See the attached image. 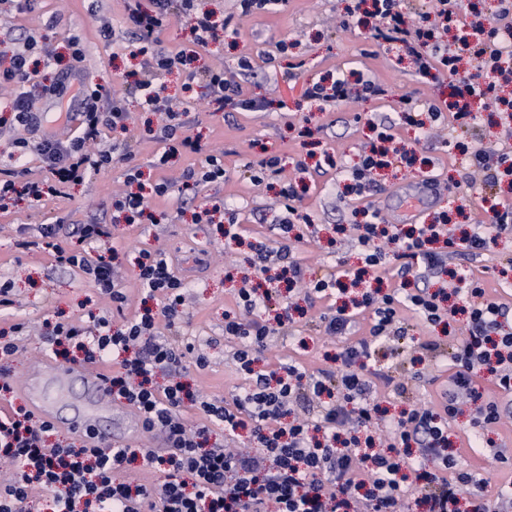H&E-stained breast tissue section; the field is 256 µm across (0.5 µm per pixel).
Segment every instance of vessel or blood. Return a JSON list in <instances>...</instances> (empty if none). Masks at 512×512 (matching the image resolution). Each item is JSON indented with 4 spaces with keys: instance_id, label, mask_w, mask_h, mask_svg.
Returning a JSON list of instances; mask_svg holds the SVG:
<instances>
[{
    "instance_id": "obj_1",
    "label": "vessel or blood",
    "mask_w": 512,
    "mask_h": 512,
    "mask_svg": "<svg viewBox=\"0 0 512 512\" xmlns=\"http://www.w3.org/2000/svg\"><path fill=\"white\" fill-rule=\"evenodd\" d=\"M45 378L78 383L89 400L88 408L70 417L62 416L41 390L40 382ZM16 389L35 420L51 423L85 443L130 446L139 436L133 411L113 403L102 371L82 366L61 367L44 360L31 369Z\"/></svg>"
}]
</instances>
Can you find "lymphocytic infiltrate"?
<instances>
[{"label":"lymphocytic infiltrate","instance_id":"f902f5d3","mask_svg":"<svg viewBox=\"0 0 512 512\" xmlns=\"http://www.w3.org/2000/svg\"><path fill=\"white\" fill-rule=\"evenodd\" d=\"M431 2L430 10L411 23L401 0H371L372 38L402 43L422 75L436 81L462 79L456 100L448 106L462 126L476 124L473 101L490 100L502 107L512 130V100L499 94L503 85L512 83V0H499L495 16L471 23L462 18L459 0ZM125 3V32L144 57L143 77L136 84L140 106L162 117L148 131L162 146L156 167H166L184 152L201 154L205 163L200 169L184 170L183 189L222 180L223 153L207 150L187 133L160 80L183 68L188 54L182 50L172 55L156 47L175 13L189 23L195 46L207 47L217 30L212 12L200 10L198 0H154L150 10L140 0ZM36 55L48 66L56 61L53 51L32 35L21 39L10 57L0 59V87L14 89V129L41 124L26 89ZM469 65L475 66V75L461 78ZM201 79L219 110L260 112L266 107L265 102L246 97L241 84L225 79L220 69L201 74L185 70L183 86L192 88ZM103 92L102 85H84V106L73 115L77 125L71 135L64 140L46 135L35 146L48 176L21 181L14 170L0 169V204L15 195L33 203L44 201L82 181L89 171L129 159L126 143L102 139L104 131L126 130L130 119L121 98L113 99L109 111H99ZM383 93L381 86L363 79L357 89H350L343 72L332 85L314 81L304 90L306 99L336 105L355 96L368 99ZM468 166L481 173L484 185H512L511 151L476 149ZM488 212L487 222L470 225L460 235L443 219L414 225L404 234L378 220L356 225L361 268L331 271L307 282L291 248L258 247L251 262L253 274L243 277L237 292L238 311L224 317V337L234 344L232 356L246 374V385L232 399L220 402L190 392L175 377L186 361L207 366L199 347L155 332L157 319H164L172 330L184 316L186 286L165 253L143 250L136 259V279L143 295L159 301L158 313L125 319L117 331L113 322L123 317L129 298L106 258L111 248L105 225H78L71 242L61 240L59 225H41L35 237L18 240L17 248L42 251L79 269L112 307L111 313L90 316L84 325L55 324L51 343L74 346L90 364L118 360V368L106 376L113 397L132 406L144 432L161 435L167 450L51 445L47 439L54 426L36 422L25 407L14 408L0 414V461L15 468L9 480H0V512H26L27 501L39 488L50 493V512H405V491L410 487L416 488L425 512H512L511 489L488 498L482 474L460 465L463 452H479L486 431L497 427L506 411L484 394L477 375L489 374L502 393L512 394V305L486 299L484 289L470 283L465 335L446 341L433 336L419 343L407 381L396 380L378 364L379 355H402L399 342L406 334L407 317L435 325L455 315L450 297L459 294V287L434 290L426 281L448 274L449 256L488 250L497 235L512 232V210L493 204ZM378 271L397 276L399 286L364 292L352 305L332 306L319 316L325 334L344 340L332 366L311 370L291 362L279 372L259 369L271 339L287 335L294 324L287 298L276 322L266 317L271 300L279 294L280 279L305 282V300L312 305L341 289L345 278L358 280ZM437 360L446 361L451 371L438 403H412L398 415H389L379 402L380 390L404 394L408 383L424 379L425 362ZM160 371L174 375L161 388L153 383ZM465 399L476 409L471 419L474 431L462 450L453 447L448 422L460 413ZM188 404L200 411V423L186 424L182 410ZM376 420L384 421L389 433L383 448L375 447L369 434ZM214 424L223 427L231 442L240 429L249 428L250 447L206 446ZM136 461L144 470L163 473L164 482L155 487L115 482V472Z\"/></svg>","mask_w":512,"mask_h":512}]
</instances>
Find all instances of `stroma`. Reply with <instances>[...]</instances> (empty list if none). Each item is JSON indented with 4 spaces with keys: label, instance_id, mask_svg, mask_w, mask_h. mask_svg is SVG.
Here are the masks:
<instances>
[{
    "label": "stroma",
    "instance_id": "35a3bbf8",
    "mask_svg": "<svg viewBox=\"0 0 512 512\" xmlns=\"http://www.w3.org/2000/svg\"><path fill=\"white\" fill-rule=\"evenodd\" d=\"M355 0H280L275 9L244 16L237 0H200L202 8L215 11L217 18L229 20L230 31L219 32L208 47L198 48L199 66H221L228 79L241 81L247 96L271 100L262 112H217L201 92L183 93L177 74L166 75L169 95L180 101L182 119L190 134L201 136L209 150L224 155V180L205 184L182 196L152 198L148 210L155 224H116L112 221V197L128 191L126 166L89 172L84 180L69 185L62 195L38 205L28 200L0 209V281L12 285L13 304L0 312V330L22 324L18 351L7 366L13 379H21L41 357L50 355L46 339L50 324H80L89 314L109 311L110 303L78 269L59 264L42 252L17 249L21 235H35L39 225L61 224L71 231L79 224H105L111 232L118 255L115 260L121 284L130 303L126 317H134L141 295L135 280L133 259L139 250L161 249L173 260L177 275L187 287L186 314L180 324V339L201 345L208 357L205 368L186 365V381L215 400H228L246 380L232 358L233 345L224 338V315L233 311L236 281L229 274L246 266L251 244L262 242L271 247L290 245L300 260L305 279L323 276L336 264L345 268L357 265L359 251L354 239L336 233L339 224L356 223V209L363 202L337 201L348 169L369 142L367 119H389L390 132L397 145L415 147L418 155L431 161L427 170L391 167L375 177L371 199L375 208L390 223L408 228L410 222L402 208L407 197L420 201L418 218L430 220L433 213L464 207L474 219H481L488 199L512 205V192L485 187L468 188L467 157L476 147H511L512 139L503 136L494 113H483L474 129L459 127L453 117L444 121L443 138L417 140L414 127L398 117L402 101L424 105L448 96L447 84H437L416 74L409 60L398 57L394 46L378 44L367 31L346 22L347 11ZM123 0H38L34 11H17L9 0L0 5V25L22 38L35 33L44 36L50 50L64 57L68 43L79 39L84 54L83 79L124 91L128 77L139 71L140 59L124 39ZM111 19L117 39L107 41L99 32L97 16ZM292 42L287 56L277 57L274 65L264 62L275 54L280 41ZM249 57L252 68L241 71L238 62ZM300 70L294 80L282 77L292 64ZM363 71L386 90L380 98L352 100L341 106L320 107L302 98L306 82L326 73ZM79 85L71 84L66 97L44 98L40 132L28 133L32 147L22 157L13 154L18 133L0 128V166L14 169L19 178L45 176L46 170L33 144L41 133L60 137L69 135L70 101L78 97ZM131 118L126 137L134 164L148 166L159 143L146 138L144 128L153 115L130 103ZM312 129L311 137H299L301 126ZM283 159L282 171L254 183L248 162L264 152ZM329 153L332 168L314 177L305 176L304 165L311 154ZM305 181L307 189L296 202L299 214L308 216L309 225L301 226V240L288 243L282 238L275 219L280 211L277 193L287 181ZM222 201L237 212L242 244L227 243L224 215L216 213L213 223H193L196 206ZM448 265L468 280L478 282L488 299L508 301L502 269L512 265V235H502L496 247L477 255L452 256ZM341 345L337 336H328L315 324H297L291 335L275 338L265 353L270 366L296 359L311 368L324 366L325 353Z\"/></svg>",
    "mask_w": 512,
    "mask_h": 512
}]
</instances>
